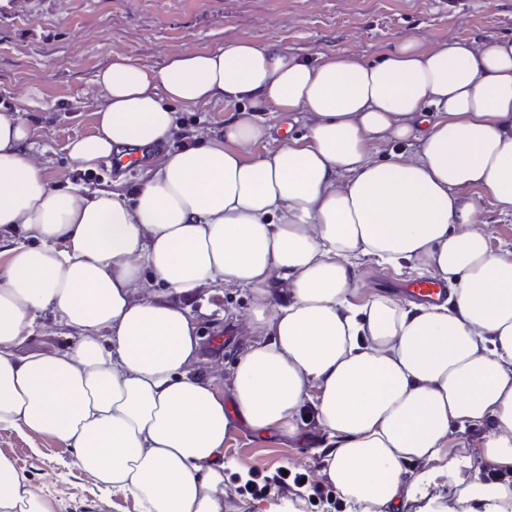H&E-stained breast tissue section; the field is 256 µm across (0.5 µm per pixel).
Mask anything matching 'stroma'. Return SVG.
Returning <instances> with one entry per match:
<instances>
[{
	"label": "stroma",
	"instance_id": "obj_1",
	"mask_svg": "<svg viewBox=\"0 0 512 512\" xmlns=\"http://www.w3.org/2000/svg\"><path fill=\"white\" fill-rule=\"evenodd\" d=\"M455 38L511 39L512 0H10L0 9V110L11 107L47 147L46 174L60 187L80 183L130 193L142 184L144 168L116 175L105 164L83 172L65 151L70 140L92 132L100 95L95 76L115 54L158 67L181 50L245 39L299 56L347 52L371 60L399 40L434 45ZM229 114L220 104L177 109L182 141L192 142L200 131L219 137ZM357 275L367 291L394 298L423 278L409 263L383 265L370 256L361 258ZM250 304L248 293L231 290H210L189 302L202 313L199 329L207 342L222 332L226 312L236 314L231 334L206 353V368L217 372L225 390L249 340ZM494 432L486 425L453 433L461 479L433 475V463L421 464L425 477L401 512H512V496H479L465 486L466 479L484 483L494 473L485 454ZM323 438L309 409L287 439L234 426L224 443V512H354L326 480L318 453ZM0 453L53 502L54 512H140L133 495L107 491L79 469L62 441L0 428ZM266 482L271 492L255 494L254 485Z\"/></svg>",
	"mask_w": 512,
	"mask_h": 512
}]
</instances>
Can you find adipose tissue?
Instances as JSON below:
<instances>
[{
    "instance_id": "adipose-tissue-1",
    "label": "adipose tissue",
    "mask_w": 512,
    "mask_h": 512,
    "mask_svg": "<svg viewBox=\"0 0 512 512\" xmlns=\"http://www.w3.org/2000/svg\"><path fill=\"white\" fill-rule=\"evenodd\" d=\"M95 82L94 131L67 145L81 170L173 138L175 107L234 112L130 197L59 190L0 114V427L67 443L142 512H224L232 427L291 436L307 404L327 481L369 512H396L421 462L458 476L455 427L495 422L486 455L512 469V249L475 227L484 203L512 217V40L373 60L241 40L157 68L118 54ZM268 112L306 130L256 155ZM364 255L445 281L447 302L363 295ZM205 288L252 298L228 397L182 304ZM48 309L70 342L24 351ZM0 512H54L2 454Z\"/></svg>"
}]
</instances>
